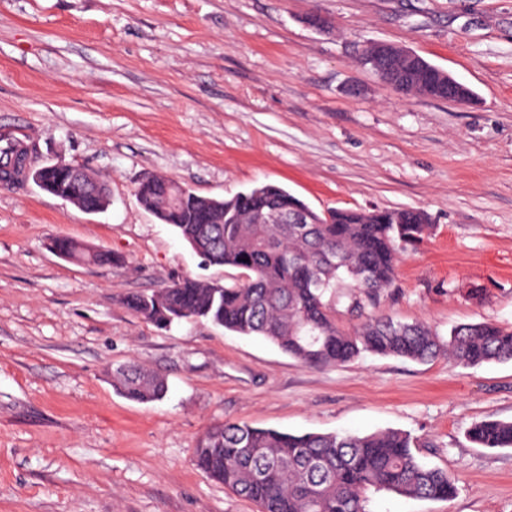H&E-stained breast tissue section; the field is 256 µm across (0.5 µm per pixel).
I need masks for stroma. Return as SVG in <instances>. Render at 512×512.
<instances>
[{
    "instance_id": "1",
    "label": "stroma",
    "mask_w": 512,
    "mask_h": 512,
    "mask_svg": "<svg viewBox=\"0 0 512 512\" xmlns=\"http://www.w3.org/2000/svg\"><path fill=\"white\" fill-rule=\"evenodd\" d=\"M329 16L322 33L303 19ZM412 50L475 94L403 97L359 64L365 42ZM33 166L102 179L88 214L27 179L0 186V512H259L193 461L227 421L292 434L396 430L453 497L367 493L368 512H512V449L466 437L512 421V362L461 367L366 354L305 367L206 320L161 329L122 303L203 264L135 195L163 175L204 196L278 184L315 211L421 209L379 313L512 327V0H0V133ZM52 236L106 249L62 260ZM135 362L162 400L112 387Z\"/></svg>"
}]
</instances>
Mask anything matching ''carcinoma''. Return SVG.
<instances>
[{
	"instance_id": "carcinoma-1",
	"label": "carcinoma",
	"mask_w": 512,
	"mask_h": 512,
	"mask_svg": "<svg viewBox=\"0 0 512 512\" xmlns=\"http://www.w3.org/2000/svg\"><path fill=\"white\" fill-rule=\"evenodd\" d=\"M389 67L393 85L406 95L471 101L466 85H448L443 70L417 54ZM14 154L0 149V182L13 184L22 175V167H6ZM38 187L60 199L73 191L65 168L48 165ZM136 196L205 262L240 274L230 286L185 277L150 294L124 297L134 315L158 327L204 318L239 335L261 336L309 368L342 366L365 353L418 362L446 356L464 367L512 361L511 328L462 324L445 340L423 321L365 314L393 283L400 245L428 233L423 211L329 208L311 224H276L272 214L303 205L277 185L217 199L164 176L139 183ZM48 246L94 265L115 262L112 253L68 238L51 237ZM342 304L364 320L352 328L339 325ZM112 387L138 403L166 393L164 379L134 363L113 369ZM467 436L481 448L512 449V421H482ZM417 447L416 438L400 431L297 435L226 422L198 439L194 461L260 512H366L372 488L429 500L455 494L452 473L424 465L413 452Z\"/></svg>"
}]
</instances>
